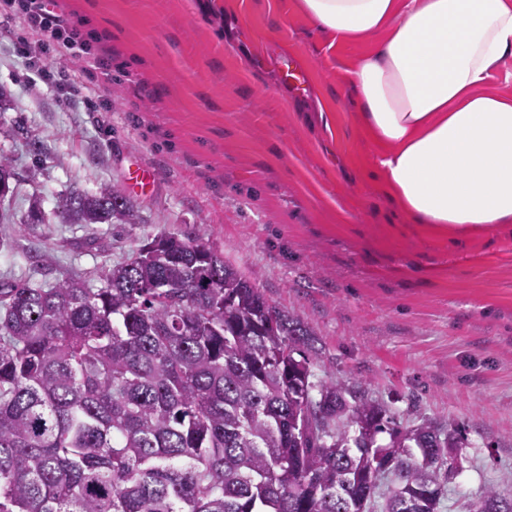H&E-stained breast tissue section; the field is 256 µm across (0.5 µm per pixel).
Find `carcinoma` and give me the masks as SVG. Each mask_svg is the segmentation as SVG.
Wrapping results in <instances>:
<instances>
[{
	"label": "carcinoma",
	"mask_w": 512,
	"mask_h": 512,
	"mask_svg": "<svg viewBox=\"0 0 512 512\" xmlns=\"http://www.w3.org/2000/svg\"><path fill=\"white\" fill-rule=\"evenodd\" d=\"M13 179L0 156V197ZM57 212L139 223L116 186ZM99 280L0 284V512H441L458 433L314 380L309 327L202 236L157 235ZM467 509L512 512V490Z\"/></svg>",
	"instance_id": "1"
}]
</instances>
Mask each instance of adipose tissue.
Instances as JSON below:
<instances>
[{
	"label": "adipose tissue",
	"instance_id": "adipose-tissue-1",
	"mask_svg": "<svg viewBox=\"0 0 512 512\" xmlns=\"http://www.w3.org/2000/svg\"><path fill=\"white\" fill-rule=\"evenodd\" d=\"M298 8L339 41L384 35L349 81L391 200L452 236L512 226V97L483 89L512 56V0H298Z\"/></svg>",
	"mask_w": 512,
	"mask_h": 512
}]
</instances>
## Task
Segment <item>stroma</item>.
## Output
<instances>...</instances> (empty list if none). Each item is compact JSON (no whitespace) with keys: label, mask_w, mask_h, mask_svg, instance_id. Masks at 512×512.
<instances>
[{"label":"stroma","mask_w":512,"mask_h":512,"mask_svg":"<svg viewBox=\"0 0 512 512\" xmlns=\"http://www.w3.org/2000/svg\"><path fill=\"white\" fill-rule=\"evenodd\" d=\"M115 57L58 101L16 53L28 31L0 9V282L93 279L161 232L199 233L315 334L312 370L365 389L397 425L460 431L447 499L512 489V232L449 238L400 213L373 175L349 70L380 41L333 42L297 0H66ZM303 66L299 97L278 61ZM37 139L40 154L29 150ZM155 174L136 224H64L61 195ZM45 221H26L31 194Z\"/></svg>","instance_id":"obj_1"}]
</instances>
